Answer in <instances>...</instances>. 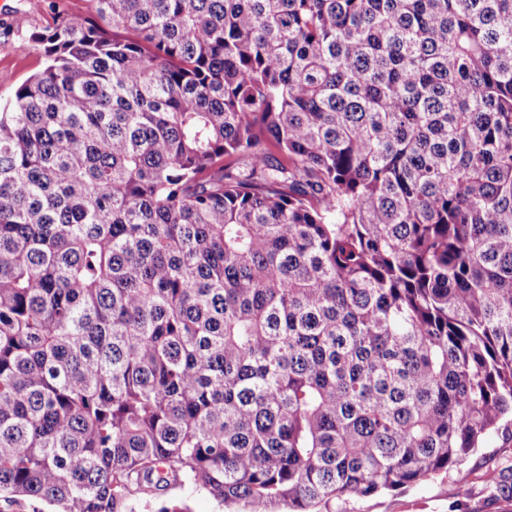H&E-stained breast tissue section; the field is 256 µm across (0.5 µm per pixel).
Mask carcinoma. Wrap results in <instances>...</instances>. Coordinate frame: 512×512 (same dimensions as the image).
<instances>
[{"label":"carcinoma","instance_id":"carcinoma-1","mask_svg":"<svg viewBox=\"0 0 512 512\" xmlns=\"http://www.w3.org/2000/svg\"><path fill=\"white\" fill-rule=\"evenodd\" d=\"M93 2L0 104V498L467 477L512 417V0Z\"/></svg>","mask_w":512,"mask_h":512}]
</instances>
